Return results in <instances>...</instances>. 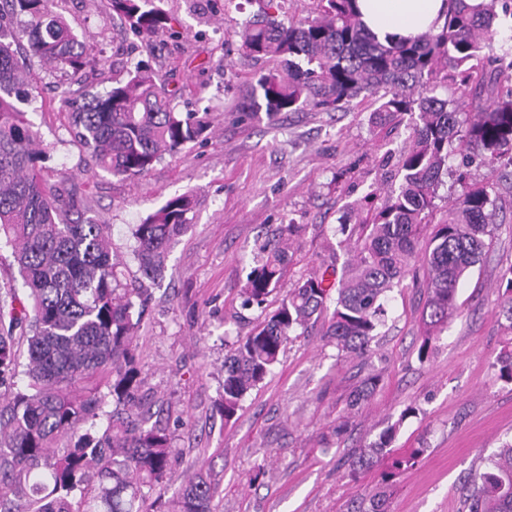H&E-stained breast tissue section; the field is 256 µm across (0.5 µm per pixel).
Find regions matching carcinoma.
Segmentation results:
<instances>
[{"instance_id": "cac0c4a2", "label": "carcinoma", "mask_w": 512, "mask_h": 512, "mask_svg": "<svg viewBox=\"0 0 512 512\" xmlns=\"http://www.w3.org/2000/svg\"><path fill=\"white\" fill-rule=\"evenodd\" d=\"M254 18L241 27L247 60L272 58L280 70L251 81L243 110L275 118L284 112L341 110L360 96L381 101L374 124L394 128L409 117L410 145L398 161L400 184L384 196L364 197L369 224H340L336 235L348 258L341 276L325 268L288 291L276 308L233 342L224 359L217 410L229 421L241 403L280 362L290 333L305 334L334 302L324 336L337 357L366 356L387 314L385 294L417 263L426 275L419 358L460 310L458 287L497 229L494 177L512 167V36L500 38L499 16L512 19V0H446L443 23L412 41L382 44L365 28L356 0H320L319 15L284 22L281 0H252ZM53 0H0V235L14 249L25 298L10 287L0 295V387L13 385L18 368L28 390L0 406V512H143L156 495L159 512H212L215 483L199 473L170 499L172 475L167 428L140 394L134 338L148 289L161 278L170 244L191 225L194 198L167 199L134 226L138 287L123 288L112 258L108 225L75 199L68 177L41 176L37 132L17 103L29 95L28 72L15 40L4 30L27 20V52L52 71L78 73L95 64L94 46L52 10ZM112 12L149 41L167 19L154 0H110ZM498 64L485 84L486 61ZM471 93V102L441 98L439 89ZM174 94L137 64L103 95L61 99L75 141L92 167L133 180L164 155L205 137L209 126L195 112H177ZM459 159L458 168L448 161ZM485 167L487 180L465 182L461 169ZM461 191L446 216L432 223L443 177ZM298 224H282L267 255L246 275L243 305L264 308L281 287ZM499 312L512 322V266ZM25 361H20V358ZM512 382V349L494 362ZM369 376L352 392L355 410L375 393ZM112 398L106 424L99 410ZM399 423L348 460L354 473L389 459L409 469L424 452L391 450ZM70 439L58 452L56 442ZM463 512H512V442L468 478Z\"/></svg>"}]
</instances>
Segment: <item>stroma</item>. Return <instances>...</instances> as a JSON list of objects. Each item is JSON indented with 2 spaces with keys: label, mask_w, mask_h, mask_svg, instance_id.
I'll use <instances>...</instances> for the list:
<instances>
[{
  "label": "stroma",
  "mask_w": 512,
  "mask_h": 512,
  "mask_svg": "<svg viewBox=\"0 0 512 512\" xmlns=\"http://www.w3.org/2000/svg\"><path fill=\"white\" fill-rule=\"evenodd\" d=\"M155 3L173 30L146 43L113 18L109 0H59L57 12L96 43L100 63L73 78L31 64L35 99L26 110L46 155L44 179L67 175L109 225L122 281L136 275L133 226L171 197L195 198L192 225L171 245L166 277L152 286L135 339L141 391L174 449L170 492L205 470L217 486L214 512H353L377 479L350 474L347 460L395 423L394 449L423 454L391 479L385 512H460L469 473L512 439V383L493 367L512 344V323L497 307L501 275L512 266V173L497 180V229L459 285L460 313L427 359L418 357L425 293L408 277L387 296L372 355L337 360L324 336L327 322L319 320L308 335L289 336L273 373L224 420L214 402L228 346L259 316L242 307L238 293L264 245L280 225H301L285 291L334 262L337 225L362 223V197L396 185L409 132L374 127L371 101L359 98L340 112L245 117L247 85L275 67L241 56L238 31L256 5ZM141 60L175 91L177 111L199 113L209 130L126 181L85 164L60 100L68 89L104 93ZM371 374L381 378L376 393L349 411L351 392ZM344 414L350 426L334 435Z\"/></svg>",
  "instance_id": "stroma-1"
}]
</instances>
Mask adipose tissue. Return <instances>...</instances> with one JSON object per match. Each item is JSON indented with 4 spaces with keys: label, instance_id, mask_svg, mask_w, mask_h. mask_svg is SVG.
<instances>
[{
    "label": "adipose tissue",
    "instance_id": "obj_1",
    "mask_svg": "<svg viewBox=\"0 0 512 512\" xmlns=\"http://www.w3.org/2000/svg\"><path fill=\"white\" fill-rule=\"evenodd\" d=\"M362 22L380 41L416 38L441 22L445 0H357Z\"/></svg>",
    "mask_w": 512,
    "mask_h": 512
}]
</instances>
